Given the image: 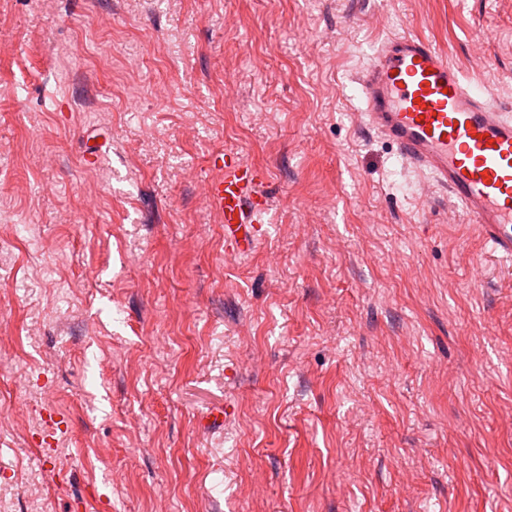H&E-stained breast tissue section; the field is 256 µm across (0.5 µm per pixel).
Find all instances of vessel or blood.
I'll return each instance as SVG.
<instances>
[{
  "label": "vessel or blood",
  "instance_id": "obj_1",
  "mask_svg": "<svg viewBox=\"0 0 512 512\" xmlns=\"http://www.w3.org/2000/svg\"><path fill=\"white\" fill-rule=\"evenodd\" d=\"M359 119L396 147L430 189L448 194L453 216L478 226L490 255L512 263V111L466 81L431 41L414 34L385 40L355 79ZM208 195L224 240L251 254L271 203L264 170L237 152L216 157Z\"/></svg>",
  "mask_w": 512,
  "mask_h": 512
}]
</instances>
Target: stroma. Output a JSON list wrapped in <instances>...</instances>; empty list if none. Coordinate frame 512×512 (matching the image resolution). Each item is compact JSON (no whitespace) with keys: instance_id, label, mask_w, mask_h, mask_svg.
<instances>
[{"instance_id":"stroma-1","label":"stroma","mask_w":512,"mask_h":512,"mask_svg":"<svg viewBox=\"0 0 512 512\" xmlns=\"http://www.w3.org/2000/svg\"><path fill=\"white\" fill-rule=\"evenodd\" d=\"M406 32L512 106V0H0V512H512V269L357 118ZM220 175L208 184V195L224 224V241L240 256L251 254L260 240L261 225L269 211V198L260 190L267 173L226 151L214 159Z\"/></svg>"}]
</instances>
